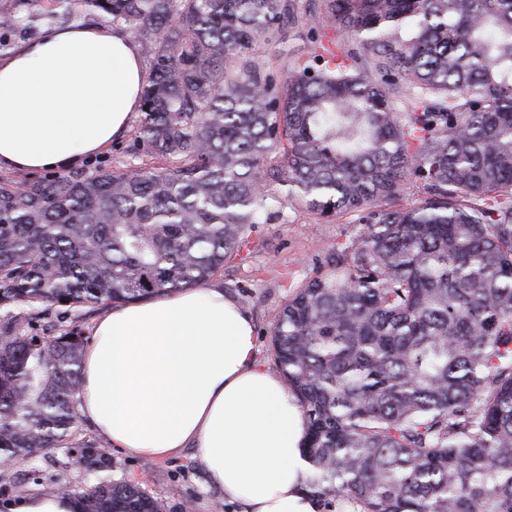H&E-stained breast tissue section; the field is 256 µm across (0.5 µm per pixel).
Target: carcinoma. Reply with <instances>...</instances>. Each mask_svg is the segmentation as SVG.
I'll return each instance as SVG.
<instances>
[{
    "label": "carcinoma",
    "mask_w": 512,
    "mask_h": 512,
    "mask_svg": "<svg viewBox=\"0 0 512 512\" xmlns=\"http://www.w3.org/2000/svg\"><path fill=\"white\" fill-rule=\"evenodd\" d=\"M47 2L0 11V52ZM78 2L141 43L133 146L152 163L0 175V455L52 450L77 422L89 337L39 334L41 307L206 284L252 252L277 185L361 223L272 331L319 512H512V0H328L339 40L280 81L255 46L319 23L300 0ZM412 178L423 199L404 207ZM82 498L162 508L120 481Z\"/></svg>",
    "instance_id": "cac0c4a2"
}]
</instances>
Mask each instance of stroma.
<instances>
[{
  "label": "stroma",
  "instance_id": "1",
  "mask_svg": "<svg viewBox=\"0 0 512 512\" xmlns=\"http://www.w3.org/2000/svg\"><path fill=\"white\" fill-rule=\"evenodd\" d=\"M314 35L330 39L334 30L327 23L314 30L293 28L278 39L262 44L261 52L269 71L277 76L284 73L290 59L301 56ZM358 228L355 215L317 222L295 203L283 201L280 217L254 226L250 239L255 250L251 257L227 264L223 275L216 277V284L237 298L250 313L256 329L257 357L269 369L277 367L271 352V332L293 287L326 272L328 251L353 239ZM104 312L101 305L68 313L55 306L47 307L39 312L33 325L50 335L74 324L87 332ZM107 477L138 484L163 505L164 512H240L239 506L224 502L219 492L207 483L201 465L189 448L159 463L116 457L109 473L104 474L88 472L69 463L66 448L59 447L33 464L20 461L0 466V505L57 483L81 491Z\"/></svg>",
  "mask_w": 512,
  "mask_h": 512
}]
</instances>
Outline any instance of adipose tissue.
<instances>
[{
    "mask_svg": "<svg viewBox=\"0 0 512 512\" xmlns=\"http://www.w3.org/2000/svg\"><path fill=\"white\" fill-rule=\"evenodd\" d=\"M144 80L127 33L94 21L44 29L0 57V169L81 167L128 133ZM82 372L79 411L112 453L163 461L190 448L242 512H317L302 411L222 287L112 308L91 329Z\"/></svg>",
    "mask_w": 512,
    "mask_h": 512,
    "instance_id": "ef3b65f1",
    "label": "adipose tissue"
}]
</instances>
